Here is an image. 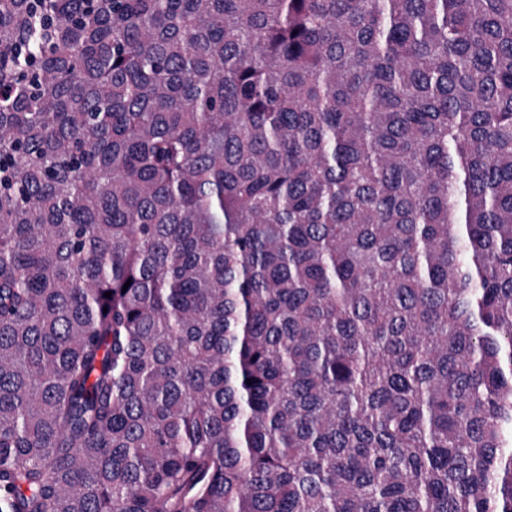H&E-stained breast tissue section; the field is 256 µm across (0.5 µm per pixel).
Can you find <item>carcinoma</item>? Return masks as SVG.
Segmentation results:
<instances>
[{"label":"carcinoma","instance_id":"cac0c4a2","mask_svg":"<svg viewBox=\"0 0 512 512\" xmlns=\"http://www.w3.org/2000/svg\"><path fill=\"white\" fill-rule=\"evenodd\" d=\"M0 512H512V0H0Z\"/></svg>","mask_w":512,"mask_h":512}]
</instances>
